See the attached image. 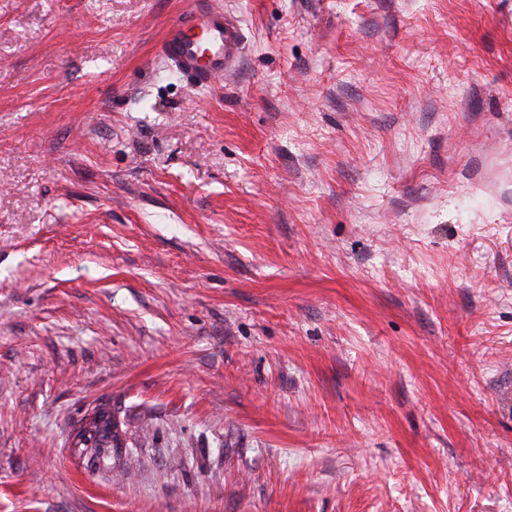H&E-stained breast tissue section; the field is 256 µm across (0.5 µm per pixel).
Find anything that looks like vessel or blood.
<instances>
[{
	"mask_svg": "<svg viewBox=\"0 0 512 512\" xmlns=\"http://www.w3.org/2000/svg\"><path fill=\"white\" fill-rule=\"evenodd\" d=\"M243 46L238 21L209 0H198L185 19L166 26L161 52L195 85L208 87L238 66Z\"/></svg>",
	"mask_w": 512,
	"mask_h": 512,
	"instance_id": "b4317fda",
	"label": "vessel or blood"
}]
</instances>
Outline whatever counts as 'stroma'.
<instances>
[{"mask_svg": "<svg viewBox=\"0 0 512 512\" xmlns=\"http://www.w3.org/2000/svg\"><path fill=\"white\" fill-rule=\"evenodd\" d=\"M194 2L0 0V512H512V0ZM197 4L185 19L166 26L161 52L195 85L208 87L238 66L244 35L237 20L208 0Z\"/></svg>", "mask_w": 512, "mask_h": 512, "instance_id": "35a3bbf8", "label": "stroma"}]
</instances>
